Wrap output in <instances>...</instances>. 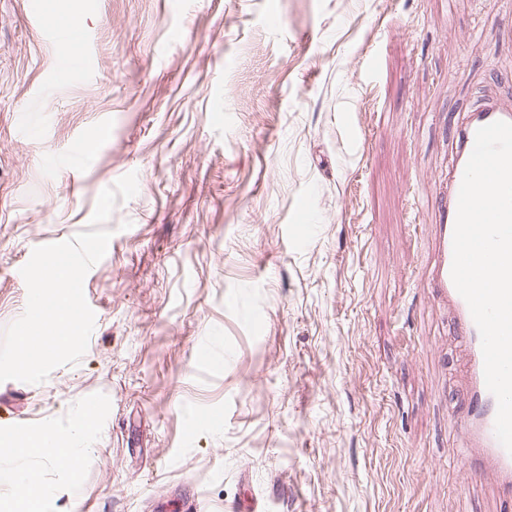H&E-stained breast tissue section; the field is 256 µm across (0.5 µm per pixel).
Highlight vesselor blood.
<instances>
[{
	"label": "vessel or blood",
	"mask_w": 512,
	"mask_h": 512,
	"mask_svg": "<svg viewBox=\"0 0 512 512\" xmlns=\"http://www.w3.org/2000/svg\"><path fill=\"white\" fill-rule=\"evenodd\" d=\"M49 32L67 44L81 47L86 42L85 30L75 24L53 25ZM496 121L512 123V108L487 101L469 112L454 131L453 161L435 200L438 214L436 253L434 265L427 276V285L434 301L451 308L453 318L449 332L467 354L468 403L465 408L449 416L461 441L465 475L472 482L490 481L500 489L512 492V453L502 446L495 435L497 400L486 387L480 332L451 277L453 230L464 169L472 153L477 130Z\"/></svg>",
	"instance_id": "obj_1"
}]
</instances>
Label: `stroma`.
<instances>
[{
	"mask_svg": "<svg viewBox=\"0 0 512 512\" xmlns=\"http://www.w3.org/2000/svg\"><path fill=\"white\" fill-rule=\"evenodd\" d=\"M42 2L91 66L56 85L59 43L0 0V334L33 249L138 177L82 359L0 383V448L100 410L42 512H512L465 488L462 363L420 285L453 127L512 106V0ZM50 34L63 41L66 44H73L79 47L84 46L86 42L85 30L75 24L55 25L49 27Z\"/></svg>",
	"mask_w": 512,
	"mask_h": 512,
	"instance_id": "obj_1",
	"label": "stroma"
}]
</instances>
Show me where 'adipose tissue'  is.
Returning a JSON list of instances; mask_svg holds the SVG:
<instances>
[{"label":"adipose tissue","mask_w":512,"mask_h":512,"mask_svg":"<svg viewBox=\"0 0 512 512\" xmlns=\"http://www.w3.org/2000/svg\"><path fill=\"white\" fill-rule=\"evenodd\" d=\"M87 435L88 426L82 421L63 434L29 431L20 443L10 447L9 453L18 459L36 456L49 465L64 463L74 468L88 451Z\"/></svg>","instance_id":"adipose-tissue-1"}]
</instances>
